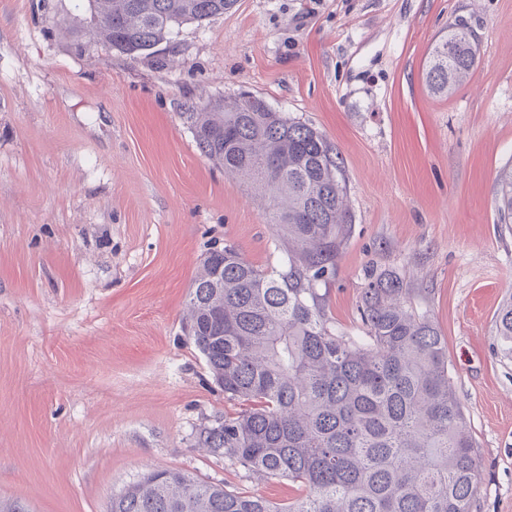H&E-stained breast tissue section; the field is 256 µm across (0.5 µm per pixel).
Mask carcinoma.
<instances>
[{"mask_svg": "<svg viewBox=\"0 0 512 512\" xmlns=\"http://www.w3.org/2000/svg\"><path fill=\"white\" fill-rule=\"evenodd\" d=\"M236 0H89L94 27L132 57L152 54L186 22L203 23ZM464 27L436 41L426 83L449 96L473 72ZM183 118L224 173L266 201L288 239V261L264 270L226 244L209 251L189 300V332L224 398L239 406L198 433L244 477L287 479L301 490L280 505L150 471L112 497L109 512H475L477 445L456 397L448 347L429 316L407 304L397 272L369 275L358 312L363 336L333 332L315 283L333 273L352 231L345 170L313 127L249 93ZM496 210L512 223V166L500 170ZM512 355V303L496 316Z\"/></svg>", "mask_w": 512, "mask_h": 512, "instance_id": "1", "label": "carcinoma"}]
</instances>
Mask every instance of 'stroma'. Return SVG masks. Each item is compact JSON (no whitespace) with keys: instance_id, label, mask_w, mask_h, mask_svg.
<instances>
[{"instance_id":"stroma-1","label":"stroma","mask_w":512,"mask_h":512,"mask_svg":"<svg viewBox=\"0 0 512 512\" xmlns=\"http://www.w3.org/2000/svg\"><path fill=\"white\" fill-rule=\"evenodd\" d=\"M88 0H0V503L107 512L150 470L269 501L196 442L234 412L185 331L206 254L261 267L288 244L259 200L198 150L194 105L252 93L317 129L348 179L352 234L319 282L335 331L361 335L369 266L396 271L448 346L478 446L477 512H512V0H237L132 59L87 34ZM465 24L470 78L431 94L436 40ZM496 210L501 224L512 223V166L500 170ZM496 328L503 353L512 355V303L502 307L496 316Z\"/></svg>"}]
</instances>
